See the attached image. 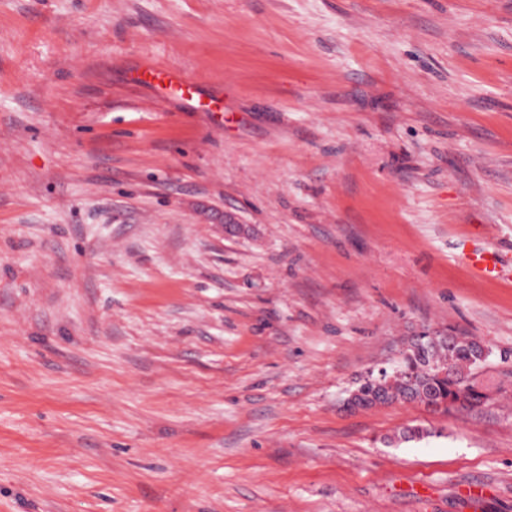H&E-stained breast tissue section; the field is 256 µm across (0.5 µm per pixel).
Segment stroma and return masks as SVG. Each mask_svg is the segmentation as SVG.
I'll use <instances>...</instances> for the list:
<instances>
[{"label":"stroma","instance_id":"stroma-1","mask_svg":"<svg viewBox=\"0 0 512 512\" xmlns=\"http://www.w3.org/2000/svg\"><path fill=\"white\" fill-rule=\"evenodd\" d=\"M483 249L512 0H0V512H512ZM448 329L482 407L347 406ZM140 77L143 80L155 83L158 89L166 94L185 96L190 93L192 88V84L181 74L159 69L153 64H146L140 72Z\"/></svg>","mask_w":512,"mask_h":512}]
</instances>
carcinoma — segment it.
<instances>
[{"mask_svg":"<svg viewBox=\"0 0 512 512\" xmlns=\"http://www.w3.org/2000/svg\"><path fill=\"white\" fill-rule=\"evenodd\" d=\"M490 355L479 341L462 334L416 337L384 378L371 373L352 391L355 405L368 409L395 401L433 410H472L486 403L474 381Z\"/></svg>","mask_w":512,"mask_h":512,"instance_id":"carcinoma-1","label":"carcinoma"}]
</instances>
